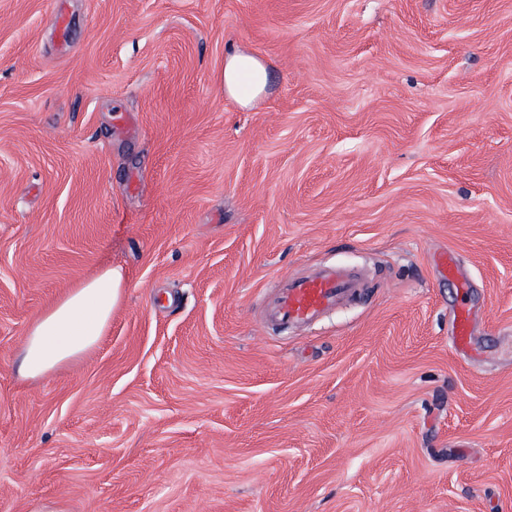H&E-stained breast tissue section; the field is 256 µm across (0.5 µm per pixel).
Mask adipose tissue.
Wrapping results in <instances>:
<instances>
[{"label": "adipose tissue", "mask_w": 512, "mask_h": 512, "mask_svg": "<svg viewBox=\"0 0 512 512\" xmlns=\"http://www.w3.org/2000/svg\"><path fill=\"white\" fill-rule=\"evenodd\" d=\"M268 85L259 58L230 45L224 51V92L251 105ZM126 285L121 268L110 267L77 283L30 325L19 361L20 373L39 378L83 357L104 336Z\"/></svg>", "instance_id": "adipose-tissue-1"}]
</instances>
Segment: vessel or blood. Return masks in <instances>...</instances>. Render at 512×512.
Segmentation results:
<instances>
[{"label":"vessel or blood","mask_w":512,"mask_h":512,"mask_svg":"<svg viewBox=\"0 0 512 512\" xmlns=\"http://www.w3.org/2000/svg\"><path fill=\"white\" fill-rule=\"evenodd\" d=\"M360 290V283L339 268L303 277L283 288L272 316L284 325L312 322Z\"/></svg>","instance_id":"b4317fda"}]
</instances>
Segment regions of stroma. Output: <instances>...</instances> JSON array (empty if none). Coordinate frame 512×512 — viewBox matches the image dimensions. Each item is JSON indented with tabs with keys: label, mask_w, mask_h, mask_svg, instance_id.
Returning a JSON list of instances; mask_svg holds the SVG:
<instances>
[{
	"label": "stroma",
	"mask_w": 512,
	"mask_h": 512,
	"mask_svg": "<svg viewBox=\"0 0 512 512\" xmlns=\"http://www.w3.org/2000/svg\"><path fill=\"white\" fill-rule=\"evenodd\" d=\"M108 267L97 347L20 375ZM326 267L363 296L272 328ZM41 505L512 512V0H0V512ZM268 85L267 67L234 45L224 51V93L239 105H251ZM126 285L121 268L109 267L77 283L30 325L20 373L39 378L83 357L104 336Z\"/></svg>",
	"instance_id": "35a3bbf8"
}]
</instances>
